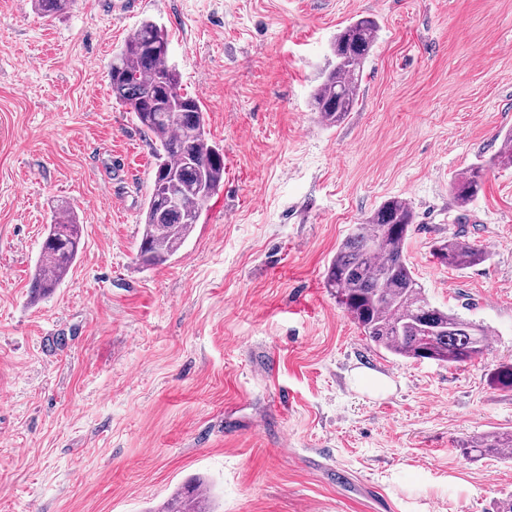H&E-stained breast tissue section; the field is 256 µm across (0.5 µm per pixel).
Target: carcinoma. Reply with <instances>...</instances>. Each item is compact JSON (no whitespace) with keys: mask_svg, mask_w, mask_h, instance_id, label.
<instances>
[{"mask_svg":"<svg viewBox=\"0 0 512 512\" xmlns=\"http://www.w3.org/2000/svg\"><path fill=\"white\" fill-rule=\"evenodd\" d=\"M73 0H36L40 14L54 19ZM379 25L354 18L336 34L332 65L310 98L327 127L345 120L358 103V81ZM108 78L115 101L154 137V177L143 211L136 261L142 269L162 265L191 237L202 210L224 183V151L207 129L200 101L181 92L180 76L169 59V34L146 18L112 55ZM512 167V132L490 162ZM485 166L473 165L452 183L454 202L463 207L478 195ZM414 213L403 198L385 200L340 243L328 265L327 286L337 304L376 346L400 358L448 366L470 363L488 347L486 329L433 305L406 258ZM82 231L72 207L54 211L33 272L35 296L50 295L67 277L81 250ZM441 263L470 268L485 262L481 246L450 235L434 247ZM470 447L512 457V432H485ZM210 492L188 484L159 512H210Z\"/></svg>","mask_w":512,"mask_h":512,"instance_id":"1","label":"carcinoma"}]
</instances>
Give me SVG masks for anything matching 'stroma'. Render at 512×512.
I'll return each mask as SVG.
<instances>
[{
  "mask_svg": "<svg viewBox=\"0 0 512 512\" xmlns=\"http://www.w3.org/2000/svg\"><path fill=\"white\" fill-rule=\"evenodd\" d=\"M356 16L379 25L356 109L309 100ZM145 18L166 26L184 93L224 149V183L185 249L134 258L152 136L108 65ZM512 131V0H146L55 19L0 0V512H156L203 481L214 512H497L512 459V168L457 207L450 184ZM406 199L407 256L429 300L484 326L448 367L394 357L326 286L352 225ZM83 226L65 281L34 299L60 203ZM457 234L483 265L433 256ZM386 377L376 396L353 371ZM468 448L480 453L490 451L504 458H512V432H485L474 436ZM510 456V457H509Z\"/></svg>",
  "mask_w": 512,
  "mask_h": 512,
  "instance_id": "obj_1",
  "label": "stroma"
}]
</instances>
